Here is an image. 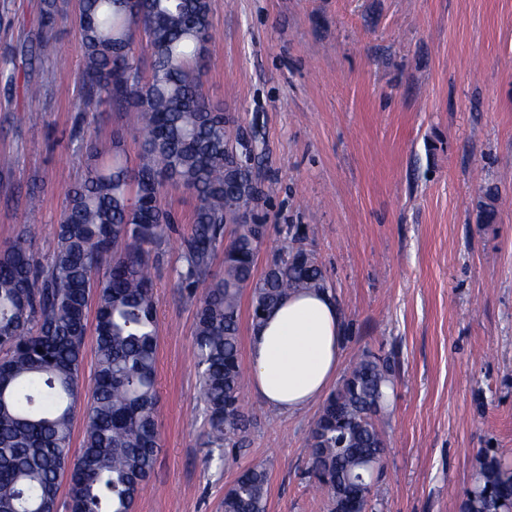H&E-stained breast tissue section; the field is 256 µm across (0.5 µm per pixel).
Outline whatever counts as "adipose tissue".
<instances>
[{"mask_svg":"<svg viewBox=\"0 0 512 512\" xmlns=\"http://www.w3.org/2000/svg\"><path fill=\"white\" fill-rule=\"evenodd\" d=\"M343 334L342 314L329 292L289 294L251 332L253 394L288 414L321 399L336 379Z\"/></svg>","mask_w":512,"mask_h":512,"instance_id":"adipose-tissue-1","label":"adipose tissue"}]
</instances>
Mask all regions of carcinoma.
Instances as JSON below:
<instances>
[{
  "label": "carcinoma",
  "instance_id": "1",
  "mask_svg": "<svg viewBox=\"0 0 512 512\" xmlns=\"http://www.w3.org/2000/svg\"><path fill=\"white\" fill-rule=\"evenodd\" d=\"M211 0H79L85 105L103 96L135 113L142 134L137 169L94 162L67 186L57 247L46 265L27 228L0 247V512H57L63 479L73 512H133L156 462L158 332L148 248L165 236L164 183L195 200L181 278L196 304L193 350L207 423L206 444L235 447L249 427L239 392L242 291L251 319L295 290H323L313 253L291 240L285 256L255 278L267 231L248 219L261 205L255 137H246L201 93L202 47L211 39ZM47 0L27 64L53 32ZM238 225L224 242V227ZM223 272L212 273L217 252ZM206 288L197 292V285ZM96 303V374L81 399L90 303ZM394 370L371 353L353 363L322 403L308 436V473L328 490L330 512H352L378 494L386 443L378 420ZM83 420L80 453L73 423ZM464 512H512V469L481 456ZM269 473L246 467L224 493L223 512H267Z\"/></svg>",
  "mask_w": 512,
  "mask_h": 512
}]
</instances>
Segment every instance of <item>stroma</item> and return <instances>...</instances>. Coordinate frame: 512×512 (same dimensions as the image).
<instances>
[{
    "mask_svg": "<svg viewBox=\"0 0 512 512\" xmlns=\"http://www.w3.org/2000/svg\"><path fill=\"white\" fill-rule=\"evenodd\" d=\"M212 4L202 90L256 138L268 226L256 273L298 230L343 314L341 370L366 352L395 369L373 512H462L481 450L512 451V0ZM42 6L0 0V245L32 225L45 262L67 205L61 174L84 178L89 144L107 154L120 140L131 166L141 144L126 112L81 108L77 0H58L35 65L17 58ZM30 79L40 96L26 95ZM161 202L174 224L149 252L160 448L134 512H222L225 490L258 461L267 512H329L307 475L318 405L282 414L243 387V444L209 457L196 310L179 279L195 201L169 182Z\"/></svg>",
    "mask_w": 512,
    "mask_h": 512,
    "instance_id": "obj_1",
    "label": "stroma"
}]
</instances>
